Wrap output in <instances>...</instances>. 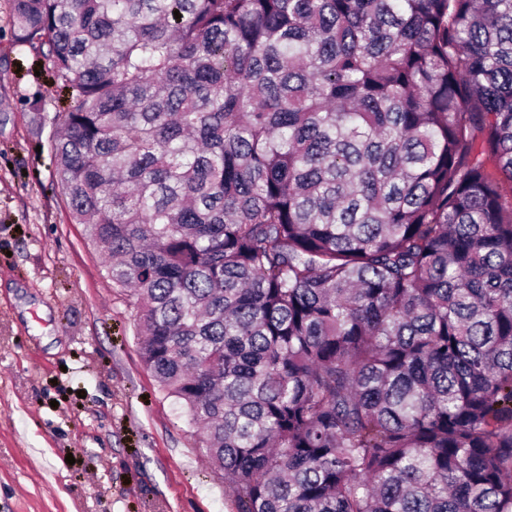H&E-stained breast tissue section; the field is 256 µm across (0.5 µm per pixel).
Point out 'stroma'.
<instances>
[{
    "instance_id": "35a3bbf8",
    "label": "stroma",
    "mask_w": 512,
    "mask_h": 512,
    "mask_svg": "<svg viewBox=\"0 0 512 512\" xmlns=\"http://www.w3.org/2000/svg\"><path fill=\"white\" fill-rule=\"evenodd\" d=\"M41 61L0 0V512H234L141 361L132 298L69 218Z\"/></svg>"
}]
</instances>
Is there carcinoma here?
<instances>
[{
    "mask_svg": "<svg viewBox=\"0 0 512 512\" xmlns=\"http://www.w3.org/2000/svg\"><path fill=\"white\" fill-rule=\"evenodd\" d=\"M13 37L235 512H512V0H14Z\"/></svg>",
    "mask_w": 512,
    "mask_h": 512,
    "instance_id": "cac0c4a2",
    "label": "carcinoma"
}]
</instances>
